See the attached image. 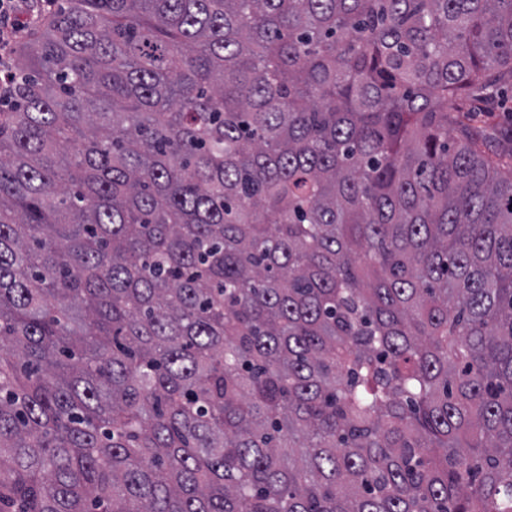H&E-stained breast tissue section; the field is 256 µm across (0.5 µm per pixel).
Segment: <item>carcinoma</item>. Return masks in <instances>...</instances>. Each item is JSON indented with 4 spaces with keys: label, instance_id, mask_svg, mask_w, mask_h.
Returning a JSON list of instances; mask_svg holds the SVG:
<instances>
[{
    "label": "carcinoma",
    "instance_id": "1",
    "mask_svg": "<svg viewBox=\"0 0 512 512\" xmlns=\"http://www.w3.org/2000/svg\"><path fill=\"white\" fill-rule=\"evenodd\" d=\"M0 112V512H512V0H65Z\"/></svg>",
    "mask_w": 512,
    "mask_h": 512
}]
</instances>
